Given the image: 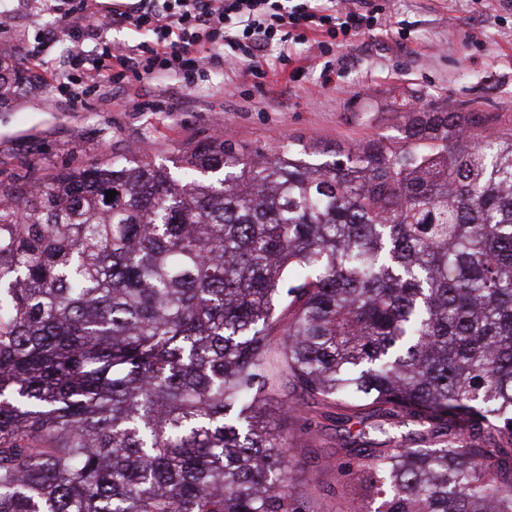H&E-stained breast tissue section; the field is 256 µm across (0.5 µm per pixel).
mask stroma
Segmentation results:
<instances>
[{"label": "stroma", "instance_id": "obj_1", "mask_svg": "<svg viewBox=\"0 0 512 512\" xmlns=\"http://www.w3.org/2000/svg\"><path fill=\"white\" fill-rule=\"evenodd\" d=\"M387 26L321 55L312 34L298 39L294 65L301 81L281 90L274 76H242L232 60L213 71L208 92L175 103L155 80L127 79L103 89L87 108L71 110L29 70L20 37L55 24L37 6L21 15L14 32L0 35V62L21 76L15 96L0 106V183L46 179L66 167L106 164L139 151L172 163L180 150L214 137L271 148L304 139L345 150L369 139L400 134L421 106L483 113L489 127L512 132V17L499 0H390ZM335 74L323 84L324 64ZM149 102L153 111L133 105ZM333 405L313 407L316 428L302 418L286 421L307 458L290 471L291 486L308 512H345L336 473L320 468L359 425L343 421Z\"/></svg>", "mask_w": 512, "mask_h": 512}]
</instances>
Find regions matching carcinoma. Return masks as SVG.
Returning a JSON list of instances; mask_svg holds the SVG:
<instances>
[{"instance_id":"1","label":"carcinoma","mask_w":512,"mask_h":512,"mask_svg":"<svg viewBox=\"0 0 512 512\" xmlns=\"http://www.w3.org/2000/svg\"><path fill=\"white\" fill-rule=\"evenodd\" d=\"M311 401L421 428L323 463L350 512H512V135L481 113L0 187V512H305L278 422Z\"/></svg>"}]
</instances>
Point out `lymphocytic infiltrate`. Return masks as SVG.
I'll list each match as a JSON object with an SVG mask.
<instances>
[{
	"label": "lymphocytic infiltrate",
	"mask_w": 512,
	"mask_h": 512,
	"mask_svg": "<svg viewBox=\"0 0 512 512\" xmlns=\"http://www.w3.org/2000/svg\"><path fill=\"white\" fill-rule=\"evenodd\" d=\"M57 26L42 31L27 55L39 77L56 89L70 108L85 107L101 88L118 84L126 74L191 94L206 88V65H223L233 51L243 75L265 73L267 52L279 44L282 61H290L297 34L318 35L321 53L344 40L375 30L388 11L380 0H119L102 8L99 0H55ZM132 27L152 39L116 48L105 27ZM76 50L49 62L45 51L59 34ZM92 50H84V41Z\"/></svg>",
	"instance_id": "f902f5d3"
}]
</instances>
